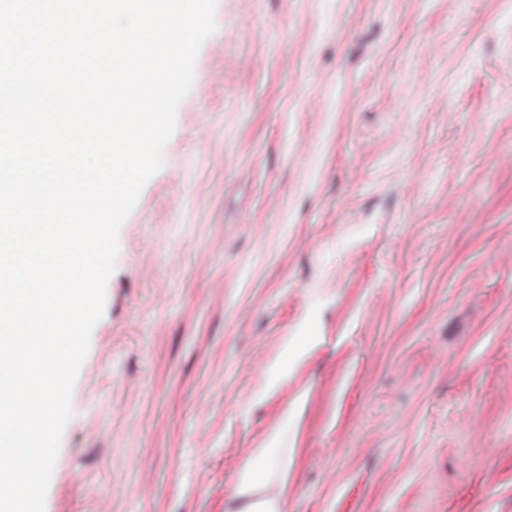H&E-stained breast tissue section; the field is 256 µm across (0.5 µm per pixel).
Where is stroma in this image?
Wrapping results in <instances>:
<instances>
[{
  "label": "stroma",
  "mask_w": 512,
  "mask_h": 512,
  "mask_svg": "<svg viewBox=\"0 0 512 512\" xmlns=\"http://www.w3.org/2000/svg\"><path fill=\"white\" fill-rule=\"evenodd\" d=\"M215 20L46 512H245L261 453L288 512H512V0ZM267 471L268 462L266 456L260 454L239 478L235 486L236 494L243 497L250 495L264 483Z\"/></svg>",
  "instance_id": "stroma-1"
}]
</instances>
